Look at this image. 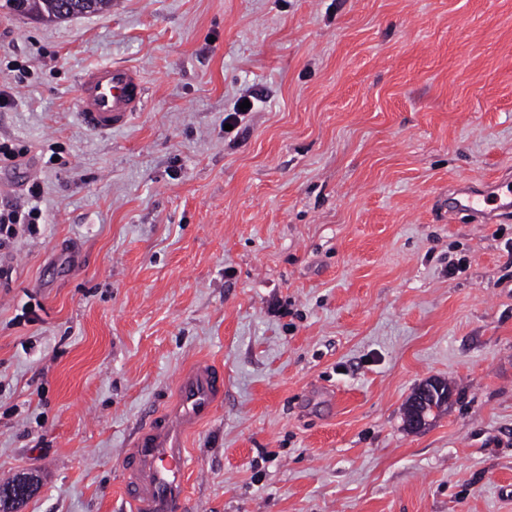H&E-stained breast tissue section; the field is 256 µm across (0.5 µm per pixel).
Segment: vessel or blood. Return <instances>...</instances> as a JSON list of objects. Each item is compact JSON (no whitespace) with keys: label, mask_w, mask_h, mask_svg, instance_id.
Instances as JSON below:
<instances>
[{"label":"vessel or blood","mask_w":512,"mask_h":512,"mask_svg":"<svg viewBox=\"0 0 512 512\" xmlns=\"http://www.w3.org/2000/svg\"><path fill=\"white\" fill-rule=\"evenodd\" d=\"M139 70L101 64L83 72L76 87V106L88 128L109 132L127 124L145 102ZM450 211L473 224L512 221V177L498 176L478 186L454 189ZM224 397V376L206 359L181 371L174 396L161 412L151 414L121 454L122 490L132 512H184L188 499L191 453L188 439L212 419Z\"/></svg>","instance_id":"b4317fda"}]
</instances>
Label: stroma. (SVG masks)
<instances>
[{"mask_svg": "<svg viewBox=\"0 0 512 512\" xmlns=\"http://www.w3.org/2000/svg\"><path fill=\"white\" fill-rule=\"evenodd\" d=\"M102 63L146 81L109 133L74 105ZM1 89L0 143L27 154L0 207L41 187L34 232L0 243L19 512H129L121 452L198 358L224 404L188 512H512V222L446 207L512 169V0L0 8ZM431 379L452 396L408 429ZM58 0H4L0 7L14 13L36 16L42 20L53 22L65 20L83 13H102L108 11L112 0H76L71 15L63 16ZM432 383H434L436 385V387L438 388V391H439V389H441L442 394H446L447 396L449 394V396L451 397L452 389L447 381L430 380V381H427L426 383L420 385L411 394V396L408 398V400L405 404L404 411H405V418H406V422H407L408 426L411 424L414 416L417 414V411H418V407H416V405L414 404V397H415L416 393L424 388L431 387ZM438 391L436 390V392H435L436 398L428 399L427 405L422 408V409H427V411L426 410L421 411L420 416L418 418L419 425H421V426L425 425V422H426L425 417H427V415H429L434 408L439 410V409H441L442 406H444L445 404L448 403V398H446V400H443L441 394H439ZM425 411H426V413H425Z\"/></svg>", "mask_w": 512, "mask_h": 512, "instance_id": "stroma-1", "label": "stroma"}]
</instances>
